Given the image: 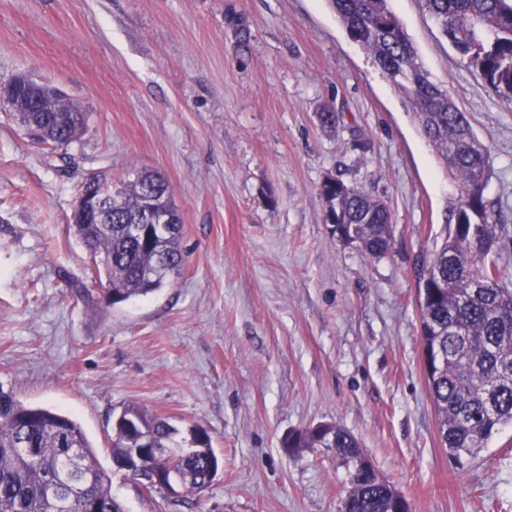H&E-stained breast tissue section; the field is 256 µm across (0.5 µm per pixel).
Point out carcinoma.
<instances>
[{"label":"carcinoma","instance_id":"obj_1","mask_svg":"<svg viewBox=\"0 0 512 512\" xmlns=\"http://www.w3.org/2000/svg\"><path fill=\"white\" fill-rule=\"evenodd\" d=\"M442 34L466 65L502 100L512 103V0H422ZM350 38L372 58L382 76L411 110L439 166L458 194L447 206L441 242L422 265L417 288L423 348L434 352L426 372L438 431L448 458L463 469L500 427L512 424V288L492 252L504 225L493 219L485 196L491 175L487 148L475 136L448 91L433 83L417 50L391 8V0H329ZM9 111L40 128L37 142L69 146L86 128L82 107L58 92L38 102L24 89L9 91ZM118 192L105 199L108 223L90 218L71 228L107 284V296L91 301L113 306L160 290L180 275L185 254L183 225L165 178L141 171L134 179L114 178ZM155 188L168 217L165 228L147 224L130 232L134 205L146 186ZM325 222L342 230L340 240L370 258L390 254L395 225L388 205L335 178L321 185ZM476 226L478 245L464 230ZM167 419L128 405L112 428V459L129 448H159L143 469L172 466L188 493L213 481L218 460L208 437L188 445ZM290 448H333L347 466L350 491L342 512H401L400 493L374 469L357 439L337 424L323 423L288 435ZM34 448L29 456L25 449ZM125 512L112 493L109 472L97 460L82 426L53 409L26 405L0 388V512Z\"/></svg>","mask_w":512,"mask_h":512}]
</instances>
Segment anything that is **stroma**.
Returning a JSON list of instances; mask_svg holds the SVG:
<instances>
[{
  "instance_id": "obj_1",
  "label": "stroma",
  "mask_w": 512,
  "mask_h": 512,
  "mask_svg": "<svg viewBox=\"0 0 512 512\" xmlns=\"http://www.w3.org/2000/svg\"><path fill=\"white\" fill-rule=\"evenodd\" d=\"M391 7L489 150L510 280L512 104L419 0ZM20 74L79 102L88 128L50 153L0 111V388L75 418L104 468L132 404L204 431L224 465L169 502L113 474L127 512H339L334 451L283 446L322 423L354 435L411 512H512V426L455 469L423 363L417 270L456 184L327 0H0V82ZM143 169L168 181L185 267L101 310L74 201L91 174ZM329 178L387 201V258L330 233Z\"/></svg>"
}]
</instances>
